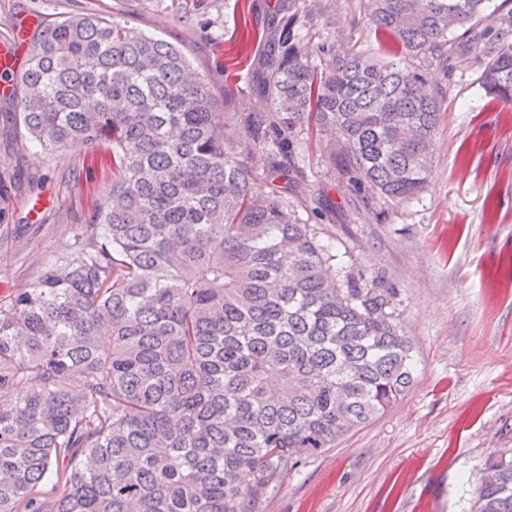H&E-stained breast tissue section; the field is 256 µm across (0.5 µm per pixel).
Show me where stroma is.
Masks as SVG:
<instances>
[{
    "label": "stroma",
    "instance_id": "35a3bbf8",
    "mask_svg": "<svg viewBox=\"0 0 512 512\" xmlns=\"http://www.w3.org/2000/svg\"><path fill=\"white\" fill-rule=\"evenodd\" d=\"M274 0H0V43L84 13L128 21L186 46L196 71L230 112H253L250 61L236 24L262 25ZM323 34L357 52L398 60L379 42L365 0H336ZM482 67L451 76L426 189L372 212L355 209L347 178L310 135L308 187L335 210L320 221L336 267L380 277L395 291L398 322L414 347V382L383 415L307 459L266 500L263 512H468L486 457L512 448V109L491 101ZM0 101V297L32 283L42 266L73 253L97 203L112 195V170L87 171L83 153L45 154L24 140Z\"/></svg>",
    "mask_w": 512,
    "mask_h": 512
}]
</instances>
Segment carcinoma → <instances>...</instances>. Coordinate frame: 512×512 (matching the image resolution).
I'll return each instance as SVG.
<instances>
[{"mask_svg":"<svg viewBox=\"0 0 512 512\" xmlns=\"http://www.w3.org/2000/svg\"><path fill=\"white\" fill-rule=\"evenodd\" d=\"M331 0H277L226 112L188 50L94 13L40 31L7 84L11 120L51 155L112 166L76 252L0 298V512H260L306 459L394 404L413 346L379 278L332 277L301 196L305 124L363 208L422 192L442 89L485 61L512 107V0H366L405 59L321 32ZM269 191L258 195L256 181ZM470 512H512V449Z\"/></svg>","mask_w":512,"mask_h":512,"instance_id":"carcinoma-1","label":"carcinoma"}]
</instances>
